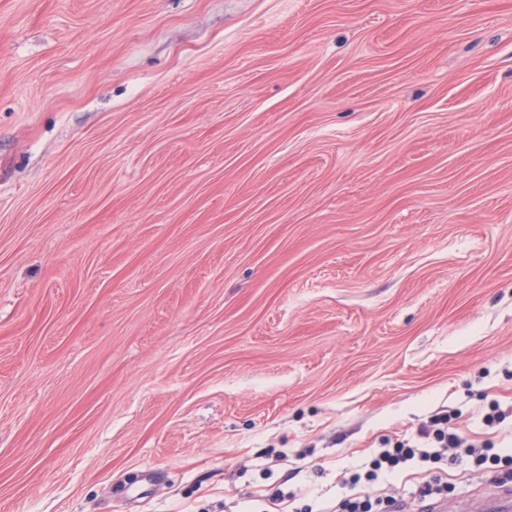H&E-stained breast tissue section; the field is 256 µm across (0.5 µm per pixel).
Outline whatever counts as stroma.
I'll return each mask as SVG.
<instances>
[{
	"instance_id": "35a3bbf8",
	"label": "stroma",
	"mask_w": 512,
	"mask_h": 512,
	"mask_svg": "<svg viewBox=\"0 0 512 512\" xmlns=\"http://www.w3.org/2000/svg\"><path fill=\"white\" fill-rule=\"evenodd\" d=\"M493 401L512 0H0V512L328 499Z\"/></svg>"
}]
</instances>
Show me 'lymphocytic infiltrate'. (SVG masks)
I'll list each match as a JSON object with an SVG mask.
<instances>
[{
    "mask_svg": "<svg viewBox=\"0 0 512 512\" xmlns=\"http://www.w3.org/2000/svg\"><path fill=\"white\" fill-rule=\"evenodd\" d=\"M452 449L471 457L481 469L512 464L511 455H502L499 449L486 444L470 443L449 427L447 416L437 413L422 422L408 439L378 449L365 471H355L343 478L348 495L334 503L317 504L315 512H409L414 506L421 512H431L435 501L449 486L443 464ZM416 466L423 468V476L406 492H399L395 484L397 476Z\"/></svg>",
    "mask_w": 512,
    "mask_h": 512,
    "instance_id": "f902f5d3",
    "label": "lymphocytic infiltrate"
}]
</instances>
